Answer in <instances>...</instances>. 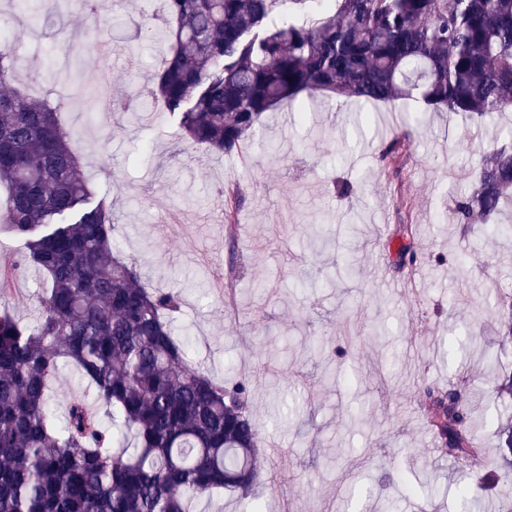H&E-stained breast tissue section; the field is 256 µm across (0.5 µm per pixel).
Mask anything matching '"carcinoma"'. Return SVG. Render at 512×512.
I'll return each mask as SVG.
<instances>
[{"mask_svg":"<svg viewBox=\"0 0 512 512\" xmlns=\"http://www.w3.org/2000/svg\"><path fill=\"white\" fill-rule=\"evenodd\" d=\"M138 29L170 47L142 102L179 117L181 137L231 156L262 115L296 102L303 121L324 93L380 104L420 102L435 112L488 120L512 111V0H165ZM61 103L15 85L13 56L0 48V187L3 223L24 240L0 266V298L18 269L43 272L44 316L34 327L0 313V512H193L228 490L252 496L260 479L258 430L246 384L230 387L188 362L189 342L167 317L178 291L145 286L113 255L112 205L92 208L89 178L58 120ZM413 129L394 133L378 157L397 177ZM234 224L239 188L221 191ZM512 203V134L493 142L472 188L449 200L453 221L512 236L495 217ZM400 257L416 263L415 229ZM500 350L512 351V291L488 306ZM76 367L96 405L69 403L59 421L49 385ZM495 398L512 405V370ZM416 402L458 465L512 467V420L497 421L486 448L481 424L453 384H424ZM110 419L115 434L104 425ZM460 512L484 506L457 486Z\"/></svg>","mask_w":512,"mask_h":512,"instance_id":"carcinoma-1","label":"carcinoma"}]
</instances>
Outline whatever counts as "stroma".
<instances>
[{
	"instance_id": "obj_1",
	"label": "stroma",
	"mask_w": 512,
	"mask_h": 512,
	"mask_svg": "<svg viewBox=\"0 0 512 512\" xmlns=\"http://www.w3.org/2000/svg\"><path fill=\"white\" fill-rule=\"evenodd\" d=\"M150 15L147 0H103L97 18L42 12L36 29L10 37L28 47L22 86L62 103L70 142L112 204L121 255L147 287L181 292L171 329L191 338V365L249 384L262 437L255 501L265 512H456L458 476L413 396L450 381L476 413L490 404L499 352L485 303L512 291V238L465 232L448 199L470 189L499 124L427 113L393 185L376 157L409 114L399 101L370 106L360 126L349 98L325 97L302 124L285 105L239 155L217 156L179 144L177 120L160 108L135 118L86 104L87 88L127 96L153 79L167 42L138 38ZM338 180L355 194L337 197ZM231 184L244 197L232 232L216 196ZM397 188L418 226L410 271L399 266ZM462 252L479 263L458 265ZM12 288L0 310L39 323L41 273L26 270Z\"/></svg>"
}]
</instances>
